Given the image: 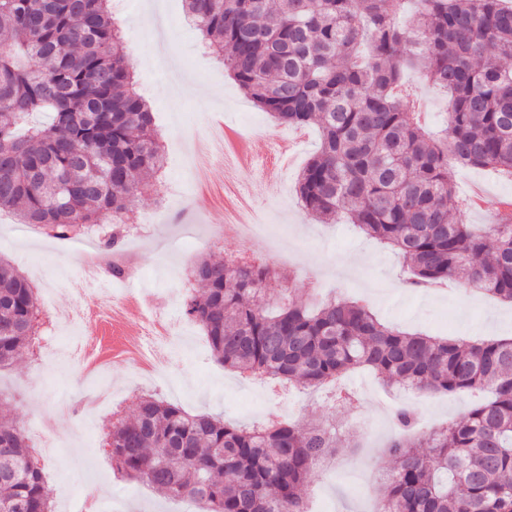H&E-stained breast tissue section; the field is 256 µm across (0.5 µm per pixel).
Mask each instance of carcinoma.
Wrapping results in <instances>:
<instances>
[{"mask_svg":"<svg viewBox=\"0 0 512 512\" xmlns=\"http://www.w3.org/2000/svg\"><path fill=\"white\" fill-rule=\"evenodd\" d=\"M111 0H0V210L66 240L95 231L118 252L124 216L164 165L148 103L112 18ZM184 0L204 45L278 124L314 125L320 147L297 192L322 221L346 215L397 251L413 288L465 281L512 304V221L478 227L461 215L454 168L512 174V4L507 0ZM417 67L448 91L443 137L430 136L398 94ZM34 112L52 123L20 130ZM273 271L215 256L195 263L184 312L224 368L299 388L355 393L372 371L416 391L488 392L460 419L426 431L393 416L378 512H512V338L471 343L407 333L361 301L270 302ZM30 279L0 260V368L43 333ZM112 465L203 512H307V480L341 447L336 419L237 426L153 396L112 425ZM54 512L24 429L0 415V507Z\"/></svg>","mask_w":512,"mask_h":512,"instance_id":"carcinoma-1","label":"carcinoma"}]
</instances>
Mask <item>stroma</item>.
Instances as JSON below:
<instances>
[{
    "label": "stroma",
    "instance_id": "obj_1",
    "mask_svg": "<svg viewBox=\"0 0 512 512\" xmlns=\"http://www.w3.org/2000/svg\"><path fill=\"white\" fill-rule=\"evenodd\" d=\"M112 13L133 62L136 89L155 114L165 155L153 186L129 214L131 222H151L152 230L145 238L125 243L139 265L131 284L142 291L150 307L167 311L176 305V292L184 288L185 276L196 260L212 254L240 256L245 251L237 238L211 232L212 225L224 221L220 209L226 180L223 167H210L201 182L183 161L187 138L228 124L239 126L256 164L284 171L283 179L275 182L256 172L241 185L254 222L273 231L261 257L277 273L270 283L272 297L287 292L302 301L318 300L336 291L365 300L384 322L403 331L442 332L458 338L481 331L489 339L512 337V305L460 287L441 293L404 287L401 256L382 248L345 219L324 224L306 213L297 183L318 149V131L306 128L294 156L277 155L272 141L280 125L228 78L188 21L183 0H117ZM187 75L208 88L207 103L178 92L179 82ZM404 85L423 106L422 124L437 131L443 123L446 94L415 71L406 73ZM455 182L461 196L473 185L487 187L488 206L473 216L476 224L493 223L498 201L512 200V178L492 169L457 168ZM78 258L77 249L66 241L27 228L16 212L0 211V259L29 276L35 275L38 263L50 264L40 283L48 291L39 300L43 312L73 306L68 275ZM71 343L70 337L58 336L46 354L23 356L0 370V414L10 413L27 436H39L47 446L40 466L55 512H79L89 495L108 500L112 512H196L189 501L121 477L112 467L107 434L115 415L129 416L141 395H154L191 413L221 415L240 425L254 424L276 409L303 424L322 420L331 412L332 386L270 392L263 379L218 364L198 328L188 343L171 347L161 380L142 381L131 367L112 365L107 381L121 408L116 413L102 408L82 429L74 406L86 384L74 365ZM343 382L359 396L339 416L356 445L337 449L334 466L315 472L307 497L313 512H375L380 485L365 474L369 468L380 470L391 464L386 447L395 428L387 404L393 390L362 369Z\"/></svg>",
    "mask_w": 512,
    "mask_h": 512
}]
</instances>
